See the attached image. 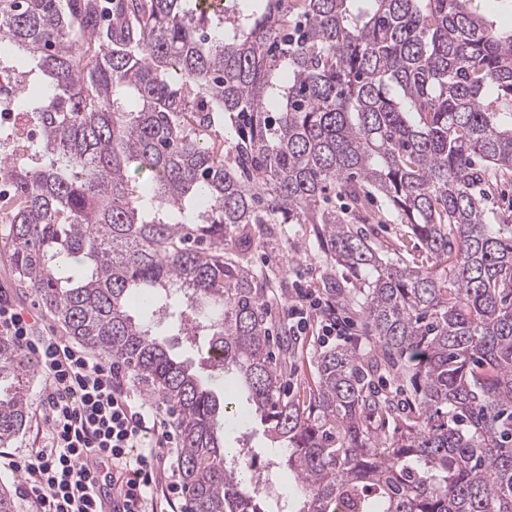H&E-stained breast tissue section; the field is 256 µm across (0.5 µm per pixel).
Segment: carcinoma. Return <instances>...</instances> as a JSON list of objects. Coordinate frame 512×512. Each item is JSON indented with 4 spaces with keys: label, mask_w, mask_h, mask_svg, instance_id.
Listing matches in <instances>:
<instances>
[{
    "label": "carcinoma",
    "mask_w": 512,
    "mask_h": 512,
    "mask_svg": "<svg viewBox=\"0 0 512 512\" xmlns=\"http://www.w3.org/2000/svg\"><path fill=\"white\" fill-rule=\"evenodd\" d=\"M190 2L0 0L42 133L0 153L20 287L177 412L190 512H512V214L487 206L512 179V29L484 0ZM389 222L398 241L368 233ZM272 224L314 225L327 315L366 340L320 354L306 401L280 395L288 336L270 350L287 285L248 258ZM163 317L222 363L180 360ZM25 368L0 336L1 447ZM229 372L285 444L279 505L224 452Z\"/></svg>",
    "instance_id": "1"
}]
</instances>
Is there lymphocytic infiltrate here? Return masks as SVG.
<instances>
[{
    "instance_id": "1",
    "label": "lymphocytic infiltrate",
    "mask_w": 512,
    "mask_h": 512,
    "mask_svg": "<svg viewBox=\"0 0 512 512\" xmlns=\"http://www.w3.org/2000/svg\"><path fill=\"white\" fill-rule=\"evenodd\" d=\"M320 296L302 289L288 302V319L297 333L320 320L323 336L341 328L325 315ZM38 314L0 294V335L20 352L39 358L45 384L38 415L46 426L39 447L23 459L9 460L27 474L21 497L34 512H97L86 485L92 468L109 460L125 496L123 512H158L161 503L180 498L176 485L158 493V476L177 445L172 424L156 404L138 397L118 362H106L52 334L41 336ZM154 447L143 450L146 435Z\"/></svg>"
}]
</instances>
